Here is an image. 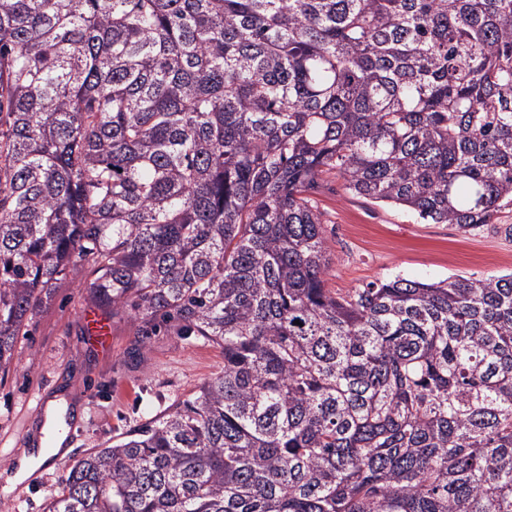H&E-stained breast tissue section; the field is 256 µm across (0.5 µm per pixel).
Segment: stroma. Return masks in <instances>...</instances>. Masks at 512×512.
<instances>
[{
	"label": "stroma",
	"instance_id": "obj_1",
	"mask_svg": "<svg viewBox=\"0 0 512 512\" xmlns=\"http://www.w3.org/2000/svg\"><path fill=\"white\" fill-rule=\"evenodd\" d=\"M316 201L333 253L327 285L336 292L394 275L438 281L512 271V208L464 233L355 196L333 177ZM87 303L77 279L58 284L19 337L12 364L0 370V468L29 447L48 399H65L73 415L62 428L69 455L28 491L0 500V512H45L71 466L160 418L224 370L221 346L162 318L144 333L114 317L111 348L98 347L82 325Z\"/></svg>",
	"mask_w": 512,
	"mask_h": 512
}]
</instances>
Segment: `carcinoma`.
<instances>
[{
    "label": "carcinoma",
    "instance_id": "carcinoma-1",
    "mask_svg": "<svg viewBox=\"0 0 512 512\" xmlns=\"http://www.w3.org/2000/svg\"><path fill=\"white\" fill-rule=\"evenodd\" d=\"M328 175L512 207V0H0V368L71 274L224 348L47 512H512V273L331 291Z\"/></svg>",
    "mask_w": 512,
    "mask_h": 512
}]
</instances>
